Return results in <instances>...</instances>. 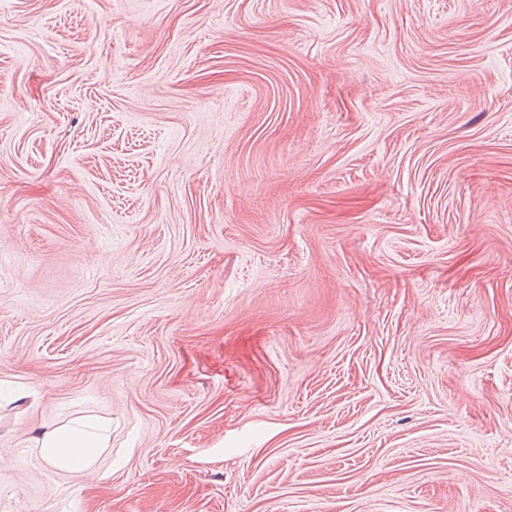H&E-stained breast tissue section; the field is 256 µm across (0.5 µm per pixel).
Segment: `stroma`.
I'll use <instances>...</instances> for the list:
<instances>
[{"label": "stroma", "instance_id": "1", "mask_svg": "<svg viewBox=\"0 0 512 512\" xmlns=\"http://www.w3.org/2000/svg\"><path fill=\"white\" fill-rule=\"evenodd\" d=\"M0 456V512H512V0H0ZM108 427L95 415H80L45 429L36 442L43 462L57 472L81 477L108 448Z\"/></svg>", "mask_w": 512, "mask_h": 512}]
</instances>
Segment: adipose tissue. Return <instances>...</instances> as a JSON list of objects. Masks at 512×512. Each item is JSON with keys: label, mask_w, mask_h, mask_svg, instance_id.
Here are the masks:
<instances>
[{"label": "adipose tissue", "mask_w": 512, "mask_h": 512, "mask_svg": "<svg viewBox=\"0 0 512 512\" xmlns=\"http://www.w3.org/2000/svg\"><path fill=\"white\" fill-rule=\"evenodd\" d=\"M108 427L95 415H80L45 429L37 444L43 462L73 477L93 469L108 446Z\"/></svg>", "instance_id": "ef3b65f1"}]
</instances>
